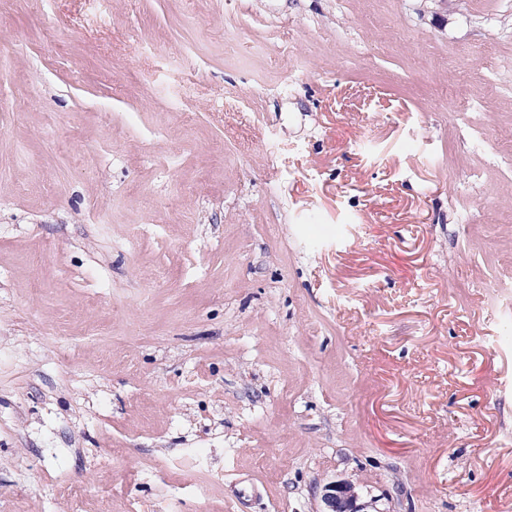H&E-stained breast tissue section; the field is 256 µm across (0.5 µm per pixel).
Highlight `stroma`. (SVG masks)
I'll list each match as a JSON object with an SVG mask.
<instances>
[{
  "instance_id": "obj_1",
  "label": "stroma",
  "mask_w": 512,
  "mask_h": 512,
  "mask_svg": "<svg viewBox=\"0 0 512 512\" xmlns=\"http://www.w3.org/2000/svg\"><path fill=\"white\" fill-rule=\"evenodd\" d=\"M510 141L512 0H10L0 512H512ZM322 508L317 512H371L367 510L372 503L361 502V496L355 484L338 480L325 484L320 491Z\"/></svg>"
}]
</instances>
